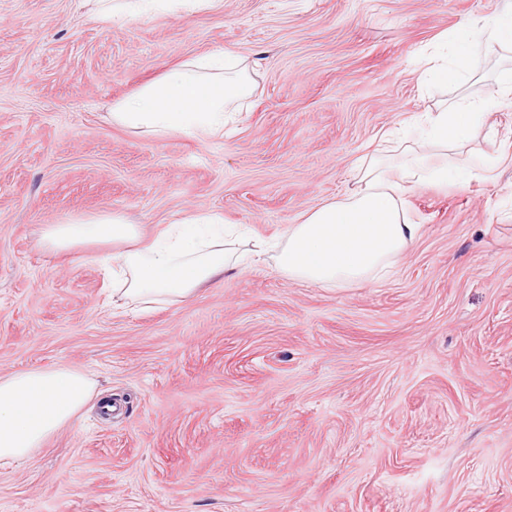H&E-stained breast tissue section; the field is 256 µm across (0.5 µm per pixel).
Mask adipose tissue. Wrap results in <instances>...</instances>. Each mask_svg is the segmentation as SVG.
<instances>
[{"instance_id": "obj_1", "label": "adipose tissue", "mask_w": 512, "mask_h": 512, "mask_svg": "<svg viewBox=\"0 0 512 512\" xmlns=\"http://www.w3.org/2000/svg\"><path fill=\"white\" fill-rule=\"evenodd\" d=\"M96 2L99 21L120 24L137 10L203 12L218 9L222 0ZM452 40L451 57L432 55L421 81L459 85L477 70L467 34L457 33ZM252 89L242 60L216 49L181 62L129 98L113 102L110 117L113 124L157 138L181 135L204 140L223 133L237 102L248 98ZM494 106V101H476L464 93L426 113L427 134L416 152L398 165L382 157L358 158L359 187L354 193L289 225L276 246L256 241L253 255L275 252L278 270L289 279L324 288L387 277L421 232L403 207L405 186L424 175L467 183L472 159L450 167L436 163L435 157L464 148L481 127V111ZM220 221L215 214H192L171 225L163 238L146 240L122 215L103 213L48 225L42 242L53 252L85 243L119 245L111 257L108 298L113 312L124 314L155 303L184 302L201 283L223 273L230 264L223 242L200 233L202 227ZM93 392L92 381L74 369H24L0 376V467L25 462L75 419Z\"/></svg>"}]
</instances>
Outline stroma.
I'll list each match as a JSON object with an SVG mask.
<instances>
[{"label": "stroma", "mask_w": 512, "mask_h": 512, "mask_svg": "<svg viewBox=\"0 0 512 512\" xmlns=\"http://www.w3.org/2000/svg\"><path fill=\"white\" fill-rule=\"evenodd\" d=\"M507 0H224L113 27L76 0H0V376L72 368L73 423L0 469V512H512V105L465 186L404 195L393 276L321 288L271 257L117 317L105 244L43 228L126 216L152 237L216 213L240 255L356 187L381 134L452 99L423 53ZM254 91L223 135L113 125L114 101L213 49Z\"/></svg>", "instance_id": "1"}]
</instances>
